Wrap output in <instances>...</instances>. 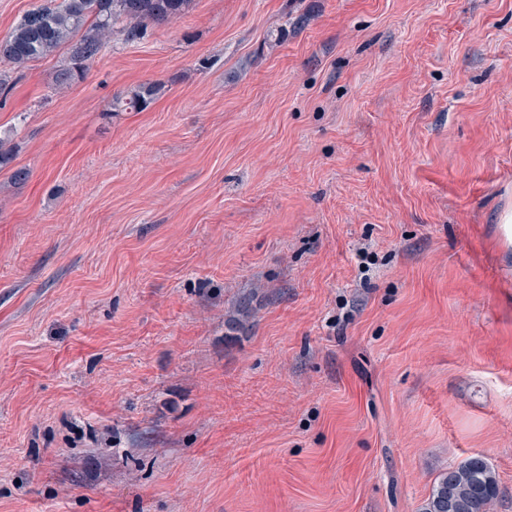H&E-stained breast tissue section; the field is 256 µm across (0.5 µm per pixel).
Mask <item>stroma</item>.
Returning a JSON list of instances; mask_svg holds the SVG:
<instances>
[{"instance_id": "stroma-1", "label": "stroma", "mask_w": 512, "mask_h": 512, "mask_svg": "<svg viewBox=\"0 0 512 512\" xmlns=\"http://www.w3.org/2000/svg\"><path fill=\"white\" fill-rule=\"evenodd\" d=\"M60 64L0 95V512H420L473 455L512 512V0H194ZM158 88L156 85L147 83L131 89L124 97L117 98L112 104L117 111H138L144 109L153 99Z\"/></svg>"}]
</instances>
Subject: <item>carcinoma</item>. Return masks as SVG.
I'll use <instances>...</instances> for the list:
<instances>
[{"instance_id":"obj_1","label":"carcinoma","mask_w":512,"mask_h":512,"mask_svg":"<svg viewBox=\"0 0 512 512\" xmlns=\"http://www.w3.org/2000/svg\"><path fill=\"white\" fill-rule=\"evenodd\" d=\"M193 0H43L26 12L0 38V95L12 77L34 61L54 57L67 48L55 84L66 87L82 78L106 44L138 43L150 23L180 18ZM158 88L147 83L131 89L112 104L117 111L144 109ZM499 495L494 469L481 456L448 468L435 480L423 512H491Z\"/></svg>"}]
</instances>
